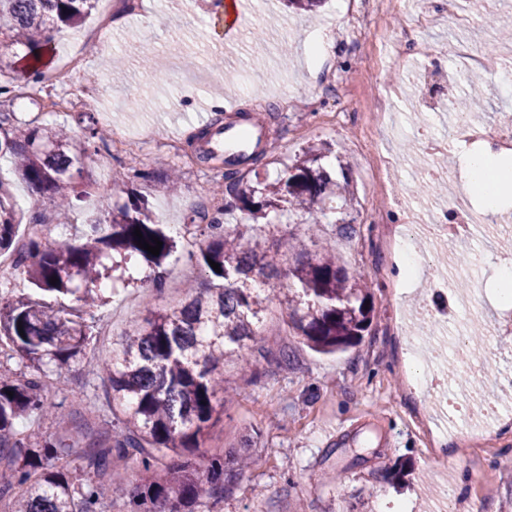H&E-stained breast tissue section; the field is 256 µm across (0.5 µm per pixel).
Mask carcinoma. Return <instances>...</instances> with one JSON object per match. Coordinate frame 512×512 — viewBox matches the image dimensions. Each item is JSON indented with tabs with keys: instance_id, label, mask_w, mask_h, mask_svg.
Returning a JSON list of instances; mask_svg holds the SVG:
<instances>
[{
	"instance_id": "obj_1",
	"label": "carcinoma",
	"mask_w": 512,
	"mask_h": 512,
	"mask_svg": "<svg viewBox=\"0 0 512 512\" xmlns=\"http://www.w3.org/2000/svg\"><path fill=\"white\" fill-rule=\"evenodd\" d=\"M96 0H0V49L22 44L33 61V82L43 76L34 55L49 34L78 26ZM102 127L88 117L83 141L63 129L19 128L11 113L0 112V159L32 192L67 214L80 209L93 184L84 180L85 159L105 142ZM326 146L303 149L269 184L231 171L226 207L246 223L229 228L224 212L196 225L197 261L207 287L189 293L173 310L151 313L144 324L112 345L105 358L90 355L102 294L124 280L136 255L151 272L163 269L176 248L158 224L147 200L136 198L104 211L59 249H45L31 232L21 237L23 215L9 184L0 178V256L13 257L27 289L0 300V342L26 360L36 374L0 380V502L8 512H103L115 499H128L131 512H212L243 477L246 450L215 456L201 450L209 429L224 413V364L253 371L245 341L260 335L263 315L277 298L286 324L308 347L334 353L358 344L374 318L365 277L348 273L325 245L308 258L298 255L288 269L292 282H278L279 258L262 246V221L288 217L322 224L330 215L343 233L356 234L346 219L353 196L344 164L342 179L319 164ZM162 242L154 256L134 236ZM219 264L216 272L209 261ZM56 278L58 282L50 283ZM92 360V374L107 382L102 411L109 426L81 434L91 474L72 464L62 440L15 429L23 418L58 413L49 382L62 370ZM13 395H8V392Z\"/></svg>"
}]
</instances>
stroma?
<instances>
[{"mask_svg": "<svg viewBox=\"0 0 512 512\" xmlns=\"http://www.w3.org/2000/svg\"><path fill=\"white\" fill-rule=\"evenodd\" d=\"M350 8L351 0H326L309 17L288 11L283 0H240L242 24L228 35L217 0H98L81 27L60 31L44 50L45 72L57 71L73 51L82 52V68L37 83L35 94L23 104L6 102L0 109L12 112L18 123L67 127L79 140L84 109L59 111L53 103L60 95L91 86L97 99L95 120L140 145L135 154L102 145L87 159L84 175L95 190L85 208L106 210L127 202L130 194L145 196L160 222L169 226L177 250L165 266L164 287L145 280L116 288L99 312L101 324L111 332L96 334L93 350L98 354L149 311L179 305L186 284L204 282L192 256L193 240L178 227L203 213L207 197H227L228 181L222 162H199L204 145L199 130L213 131L243 116L264 118L265 139L280 141L279 151L266 153L256 167L264 178L275 177L302 147L321 142L333 146L324 167L334 172L339 165L348 166L358 233L347 237L336 225L325 224L321 236L335 246L348 271L366 276L377 317L360 344L324 355L294 336L278 303L270 304L260 336L245 349L255 374L231 364L224 367L229 396L205 448L221 455L249 445L251 466L214 512H436L440 505L458 512L461 501L469 512H512V396L503 399V427L497 435L446 468L432 457L428 436L414 417L415 401L402 394L412 360L409 339H425L431 331L416 308L419 298L431 293L435 259L422 255L419 277L393 287L400 267L390 262L383 231L384 225L402 221L393 192L404 194L418 220H428L448 198L415 193V186L428 183L434 166L447 168L456 182H463L466 157L486 147L482 141L458 142L451 111H419L415 70L452 68L450 47L465 38L482 50L504 48L498 30H512V0H493L490 9L499 24L495 30L475 8L458 7L453 18L448 0H404L401 13L382 22L371 39L336 41L328 65H337L348 82L340 92H326L322 86L328 65L309 67L305 43L321 28L343 27ZM415 26L430 45L429 55L412 56L407 72L372 70L385 44ZM141 43L154 48L148 71L133 52ZM391 87L400 91L395 127L364 134L368 104ZM149 133L176 140L178 155L146 145ZM426 136L447 142L443 156L424 154ZM380 153L392 158L393 167L373 188L368 164ZM173 166L181 174L174 189L163 179ZM116 171L127 175L125 185H113ZM0 177L11 183L25 218L42 216L43 243L55 246L74 237L82 215L58 216L49 199H34L16 182L7 162H0ZM262 237L265 247L281 254L316 251L303 224L276 221ZM484 247V264L455 286L479 291L496 310L499 257L512 256V238L488 241ZM284 349L291 356L286 364L278 360ZM480 350L492 359L479 371L448 362L456 375L455 392L484 394L500 376L512 377V336H484ZM102 385L86 366L76 365L63 371L52 392L78 417Z\"/></svg>", "mask_w": 512, "mask_h": 512, "instance_id": "35a3bbf8", "label": "stroma"}]
</instances>
